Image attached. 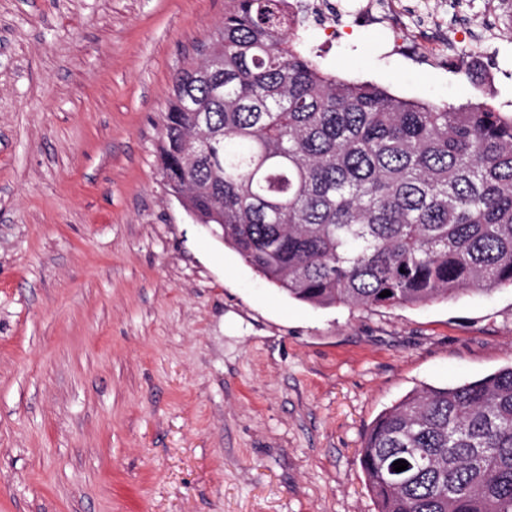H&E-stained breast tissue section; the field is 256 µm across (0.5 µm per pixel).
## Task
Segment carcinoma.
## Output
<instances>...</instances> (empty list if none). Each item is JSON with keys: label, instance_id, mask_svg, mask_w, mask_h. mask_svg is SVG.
<instances>
[{"label": "carcinoma", "instance_id": "1", "mask_svg": "<svg viewBox=\"0 0 512 512\" xmlns=\"http://www.w3.org/2000/svg\"><path fill=\"white\" fill-rule=\"evenodd\" d=\"M303 23L302 0H229L222 60L175 78L161 155L172 188L302 303L512 287V116L333 73ZM200 136L209 149L189 167ZM359 461L378 512H512V366L412 393L375 419Z\"/></svg>", "mask_w": 512, "mask_h": 512}]
</instances>
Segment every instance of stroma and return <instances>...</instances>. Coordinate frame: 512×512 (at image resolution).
Wrapping results in <instances>:
<instances>
[{
    "label": "stroma",
    "instance_id": "1",
    "mask_svg": "<svg viewBox=\"0 0 512 512\" xmlns=\"http://www.w3.org/2000/svg\"><path fill=\"white\" fill-rule=\"evenodd\" d=\"M224 0H0V512H377L366 429L512 365V288L421 306L295 301L161 169L177 74ZM442 69L375 27L323 64L408 98L512 104V34Z\"/></svg>",
    "mask_w": 512,
    "mask_h": 512
}]
</instances>
